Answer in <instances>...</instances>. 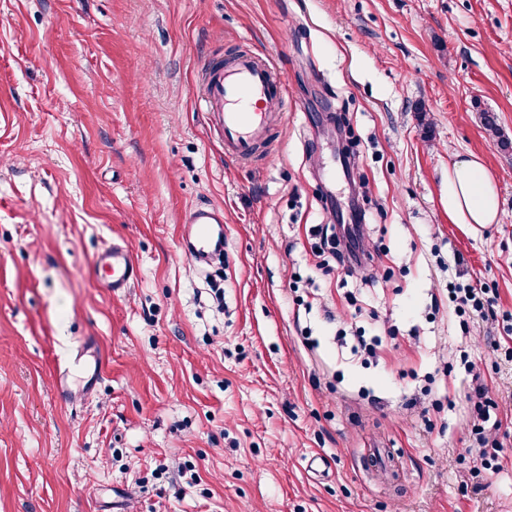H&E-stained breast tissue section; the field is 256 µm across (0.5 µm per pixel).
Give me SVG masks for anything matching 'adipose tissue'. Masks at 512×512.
<instances>
[{
	"mask_svg": "<svg viewBox=\"0 0 512 512\" xmlns=\"http://www.w3.org/2000/svg\"><path fill=\"white\" fill-rule=\"evenodd\" d=\"M500 201L486 166L475 155L448 165V219L470 229L498 223Z\"/></svg>",
	"mask_w": 512,
	"mask_h": 512,
	"instance_id": "ef3b65f1",
	"label": "adipose tissue"
}]
</instances>
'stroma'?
I'll return each instance as SVG.
<instances>
[{"label": "stroma", "mask_w": 512, "mask_h": 512, "mask_svg": "<svg viewBox=\"0 0 512 512\" xmlns=\"http://www.w3.org/2000/svg\"><path fill=\"white\" fill-rule=\"evenodd\" d=\"M239 52L288 88L249 166L199 108ZM484 109L512 138V0H0V512H512V426L483 468L468 399L477 375L512 412L504 330L431 309L454 256L512 313V152ZM459 154L500 199L475 233L448 220ZM195 206L223 209V261L183 254ZM356 209L389 279L314 269L308 226ZM115 240L140 268L120 295L91 268ZM375 318L364 364L336 334ZM88 338L98 383L61 403Z\"/></svg>", "instance_id": "1"}]
</instances>
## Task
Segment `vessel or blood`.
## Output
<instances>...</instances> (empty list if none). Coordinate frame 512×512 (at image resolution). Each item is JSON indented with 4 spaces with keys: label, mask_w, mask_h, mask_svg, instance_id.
Returning a JSON list of instances; mask_svg holds the SVG:
<instances>
[{
    "label": "vessel or blood",
    "mask_w": 512,
    "mask_h": 512,
    "mask_svg": "<svg viewBox=\"0 0 512 512\" xmlns=\"http://www.w3.org/2000/svg\"><path fill=\"white\" fill-rule=\"evenodd\" d=\"M286 87L278 82L271 62L241 55L228 62H216L202 81L200 106L206 123L224 146L226 157L239 162L253 160L271 123L282 121L276 102ZM180 246L195 263L209 264L224 255V213L222 209L197 206L183 220ZM92 267L101 272L99 287L109 293H126L139 278V265L122 241L104 247Z\"/></svg>",
    "instance_id": "obj_1"
}]
</instances>
